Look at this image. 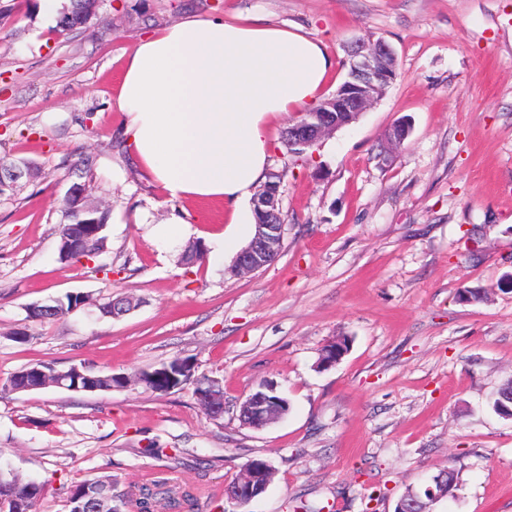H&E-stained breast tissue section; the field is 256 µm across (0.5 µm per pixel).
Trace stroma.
Here are the masks:
<instances>
[{"instance_id":"stroma-1","label":"stroma","mask_w":512,"mask_h":512,"mask_svg":"<svg viewBox=\"0 0 512 512\" xmlns=\"http://www.w3.org/2000/svg\"><path fill=\"white\" fill-rule=\"evenodd\" d=\"M38 5L0 0V158L31 166L0 196V464L43 485L32 512H69V489L106 475L122 512L157 480L190 492L196 512H224L227 483L257 457L274 476L248 512H394L448 467L456 487L430 512H512V418L491 406L512 378V0H100L65 35ZM189 15L302 27L336 62L329 93L356 41L384 39L397 58L385 95L312 155L274 129L283 247L247 276L230 255L182 263L190 243L224 232V207L167 200L122 137L127 54ZM403 120L410 133L390 148ZM76 184L108 211L107 241L63 262ZM142 213L181 216L182 239L162 245ZM463 288L487 294L467 303ZM69 292L87 304L29 318ZM116 298L132 309L103 315ZM342 336L348 352L320 369ZM176 358L220 382L223 417L204 413L193 384L144 390L139 375ZM40 362L128 382L11 390ZM269 384L288 413L243 425L238 401Z\"/></svg>"}]
</instances>
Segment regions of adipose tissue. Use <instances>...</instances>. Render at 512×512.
<instances>
[{
  "mask_svg": "<svg viewBox=\"0 0 512 512\" xmlns=\"http://www.w3.org/2000/svg\"><path fill=\"white\" fill-rule=\"evenodd\" d=\"M333 72L320 41L261 18L188 17L129 53L117 91L126 144L165 196L223 203L231 231L212 239L213 260L255 228L249 201L273 128L317 104Z\"/></svg>",
  "mask_w": 512,
  "mask_h": 512,
  "instance_id": "obj_1",
  "label": "adipose tissue"
}]
</instances>
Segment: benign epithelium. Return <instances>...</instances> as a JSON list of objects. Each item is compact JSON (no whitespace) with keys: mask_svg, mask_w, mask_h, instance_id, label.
Masks as SVG:
<instances>
[{"mask_svg":"<svg viewBox=\"0 0 512 512\" xmlns=\"http://www.w3.org/2000/svg\"><path fill=\"white\" fill-rule=\"evenodd\" d=\"M396 64L392 47L383 39L358 42L348 50V67L344 80L336 91L324 98L313 109L301 113V118L288 127V147L314 146L326 134L341 127L340 112H364L390 84V73ZM29 167L23 163L8 162L0 158V186L18 182ZM68 203L82 206L84 211H95L97 207L86 202V191L80 184L70 188ZM259 213L255 224V233L249 244L236 256L232 272L236 275L254 272L275 260L283 241L284 224L282 218L278 188L267 186L254 200ZM72 391L70 372L67 370H37V381L18 383L14 391H29L46 384ZM210 391L204 395L196 394L207 405L210 414L220 416L224 413V392L215 380L209 381ZM288 412V401L281 398L270 400L256 391L239 402V418L251 427H262L282 417ZM272 467L266 460L250 462L243 468L241 475L232 480L225 489L227 501L236 509L241 508L263 494L272 477Z\"/></svg>","mask_w":512,"mask_h":512,"instance_id":"1","label":"benign epithelium"}]
</instances>
